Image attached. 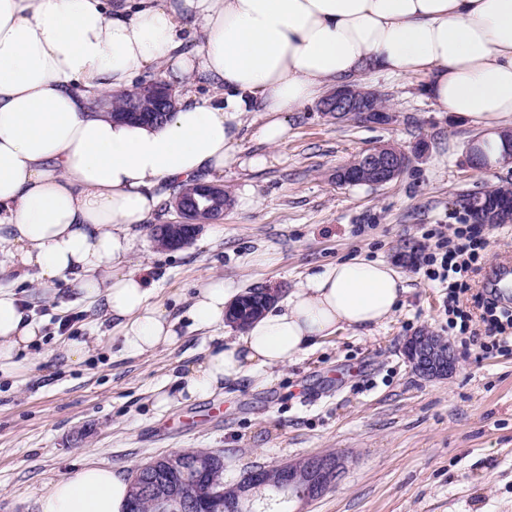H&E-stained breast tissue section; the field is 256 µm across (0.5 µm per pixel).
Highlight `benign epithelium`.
<instances>
[{
    "mask_svg": "<svg viewBox=\"0 0 512 512\" xmlns=\"http://www.w3.org/2000/svg\"><path fill=\"white\" fill-rule=\"evenodd\" d=\"M379 98L381 94L375 90L347 83L331 91L321 101L320 110L336 121L354 119L385 126L393 122L394 115L378 106ZM174 103L170 90L157 79L141 84L135 98L112 113L123 118L128 112H148L151 118L160 119L172 111ZM410 162L399 148L378 145L367 149L354 165L336 170V179L378 186L400 176ZM172 204L178 217L154 225L153 234L178 249L186 239L197 237L203 225L224 219V186L199 182L190 194L174 196ZM404 353L413 371L424 378H445L456 367L452 344L428 330L409 337ZM343 469L342 457L315 455L306 458L301 467L290 462L277 468H257L230 488L224 486V456L198 450L188 457L174 451L135 466L130 481L136 497L151 499L156 512H195L201 503L208 512H257L254 504L263 491L283 492L299 502H309L333 488Z\"/></svg>",
    "mask_w": 512,
    "mask_h": 512,
    "instance_id": "obj_1",
    "label": "benign epithelium"
}]
</instances>
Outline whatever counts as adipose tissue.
Listing matches in <instances>:
<instances>
[{"label":"adipose tissue","mask_w":512,"mask_h":512,"mask_svg":"<svg viewBox=\"0 0 512 512\" xmlns=\"http://www.w3.org/2000/svg\"><path fill=\"white\" fill-rule=\"evenodd\" d=\"M189 17L198 27L186 40ZM155 67L180 94L175 111L158 124L113 119L103 99ZM366 72L423 77L438 109L490 129L498 162L512 121V0H0V254L13 274L0 283V374L25 382L42 341L14 290L32 276L44 292L63 282L101 306L129 356L175 344V321L131 263L134 230L167 185L223 171L251 108L266 113L259 134L275 145L283 113ZM194 75L223 97L188 93ZM404 292L387 262L328 264L208 351L183 391L263 382L320 340L385 324ZM234 298L223 279H206L187 314L198 328L222 326ZM129 508L128 480L98 463L40 500V512Z\"/></svg>","instance_id":"obj_1"}]
</instances>
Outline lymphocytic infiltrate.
<instances>
[{"instance_id":"1","label":"lymphocytic infiltrate","mask_w":512,"mask_h":512,"mask_svg":"<svg viewBox=\"0 0 512 512\" xmlns=\"http://www.w3.org/2000/svg\"><path fill=\"white\" fill-rule=\"evenodd\" d=\"M484 244L479 230L469 224L450 228L440 224L430 230L417 258V269L439 282L448 292V327L468 337L482 352L505 351L512 343V311L499 309L495 298L473 287L471 277L481 270ZM470 294L475 306L483 309V330L472 327V316L460 303L461 294Z\"/></svg>"}]
</instances>
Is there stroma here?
Returning a JSON list of instances; mask_svg holds the SVG:
<instances>
[{
	"label": "stroma",
	"mask_w": 512,
	"mask_h": 512,
	"mask_svg": "<svg viewBox=\"0 0 512 512\" xmlns=\"http://www.w3.org/2000/svg\"><path fill=\"white\" fill-rule=\"evenodd\" d=\"M356 81L384 96L391 124L339 122L314 102L288 114L287 138L271 146L258 135L262 114L248 113L234 161L214 178L233 199L223 220L178 250L156 248L141 230L133 262L150 269L157 300L177 319L175 345L127 357L111 324L89 323L73 289L44 300L35 279L20 287L43 340L26 383L0 375V512H39L49 484L87 462L127 473L189 448L221 451L229 485L257 467L343 456L337 486L302 512H512V352L485 355L455 337L456 371L426 379L402 350L419 331L447 333L444 289L414 269L424 233L498 172L469 165L481 127L437 109L422 77L368 72ZM382 144L424 152L387 184H337L339 166ZM356 256L391 263L404 281L384 326L324 339L264 383L245 378L156 406L176 376L237 334L228 324L197 330L188 317L202 280L282 300L307 275ZM66 339L90 344L82 363L59 353Z\"/></svg>",
	"instance_id": "35a3bbf8"
}]
</instances>
